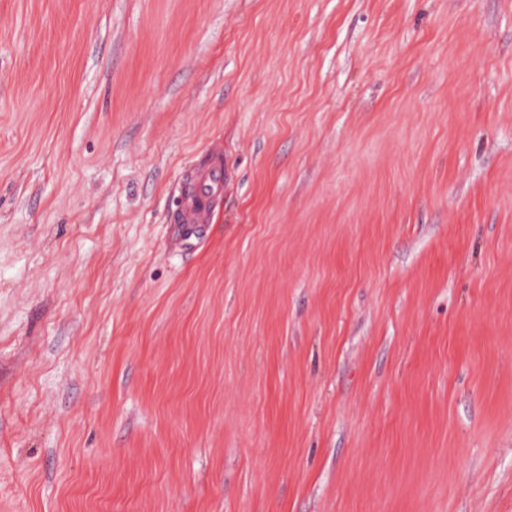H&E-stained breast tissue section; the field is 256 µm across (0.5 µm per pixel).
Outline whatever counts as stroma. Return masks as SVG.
<instances>
[{
	"label": "stroma",
	"mask_w": 512,
	"mask_h": 512,
	"mask_svg": "<svg viewBox=\"0 0 512 512\" xmlns=\"http://www.w3.org/2000/svg\"><path fill=\"white\" fill-rule=\"evenodd\" d=\"M0 512H512V0H0ZM224 182V171L215 168L199 176L194 192L185 198L182 208L183 224H197L207 214V202Z\"/></svg>",
	"instance_id": "obj_1"
}]
</instances>
